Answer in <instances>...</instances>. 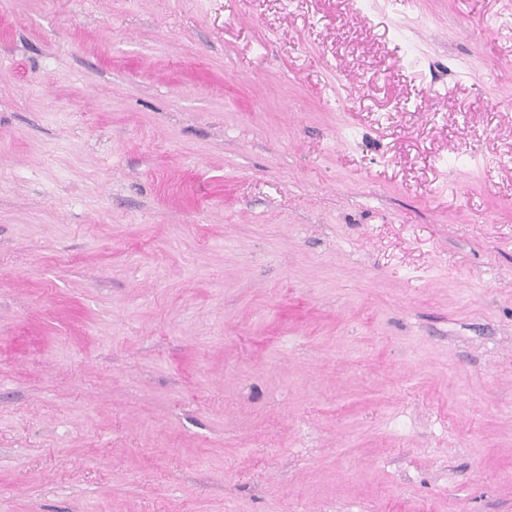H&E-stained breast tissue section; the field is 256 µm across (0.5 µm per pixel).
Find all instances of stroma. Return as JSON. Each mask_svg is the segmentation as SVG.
I'll return each instance as SVG.
<instances>
[{
    "label": "stroma",
    "instance_id": "35a3bbf8",
    "mask_svg": "<svg viewBox=\"0 0 512 512\" xmlns=\"http://www.w3.org/2000/svg\"><path fill=\"white\" fill-rule=\"evenodd\" d=\"M0 512H512V0H0Z\"/></svg>",
    "mask_w": 512,
    "mask_h": 512
}]
</instances>
